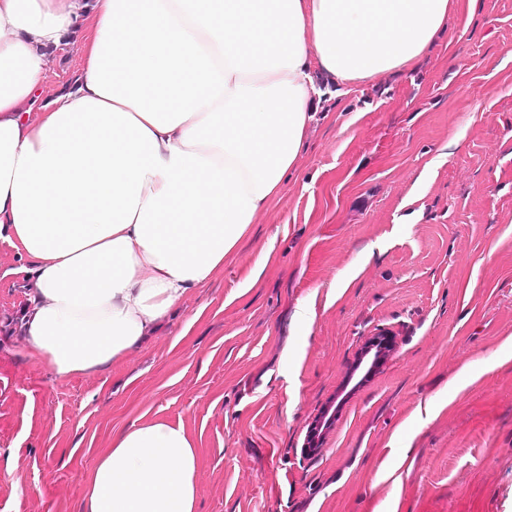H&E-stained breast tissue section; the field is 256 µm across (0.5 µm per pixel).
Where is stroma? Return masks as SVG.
Returning a JSON list of instances; mask_svg holds the SVG:
<instances>
[{
	"instance_id": "stroma-1",
	"label": "stroma",
	"mask_w": 512,
	"mask_h": 512,
	"mask_svg": "<svg viewBox=\"0 0 512 512\" xmlns=\"http://www.w3.org/2000/svg\"><path fill=\"white\" fill-rule=\"evenodd\" d=\"M305 143L223 274L102 373L26 357L0 240V512H81L152 417L195 443L198 512H512V0H452L416 68L323 95Z\"/></svg>"
}]
</instances>
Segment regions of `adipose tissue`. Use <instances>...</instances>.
I'll use <instances>...</instances> for the list:
<instances>
[{
    "mask_svg": "<svg viewBox=\"0 0 512 512\" xmlns=\"http://www.w3.org/2000/svg\"><path fill=\"white\" fill-rule=\"evenodd\" d=\"M450 0H0V239L32 288L26 353L60 380L124 360L224 270L279 196L321 96L414 68ZM81 69L46 91L50 57ZM198 453L124 428L82 512H197Z\"/></svg>",
    "mask_w": 512,
    "mask_h": 512,
    "instance_id": "1",
    "label": "adipose tissue"
}]
</instances>
